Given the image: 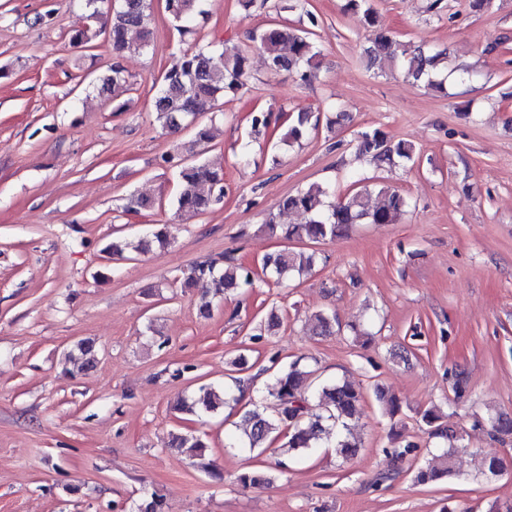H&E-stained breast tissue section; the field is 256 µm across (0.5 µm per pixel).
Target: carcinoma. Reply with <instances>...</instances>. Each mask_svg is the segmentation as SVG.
Wrapping results in <instances>:
<instances>
[{"label": "carcinoma", "mask_w": 512, "mask_h": 512, "mask_svg": "<svg viewBox=\"0 0 512 512\" xmlns=\"http://www.w3.org/2000/svg\"><path fill=\"white\" fill-rule=\"evenodd\" d=\"M89 9L90 24L72 36V41L89 48L97 47L96 40L102 33L108 34V42L117 53L139 51L151 45L149 0H118L111 8L104 7L107 0H85ZM205 0H165V10L176 30L191 32V25L206 14ZM346 9L361 23L377 29V33L366 48L369 67L379 71L399 69L415 83L436 89L444 87L447 80L444 49L413 48L394 32L378 27L376 10L372 0H347ZM254 47L261 50L269 71L295 75L307 82L315 77L317 51L310 40V31L292 28L286 24H271L258 28L250 35ZM250 77V51L239 49L219 52L211 45L198 46L180 54L162 74L153 108L162 128L177 133L192 129L189 151L205 147L214 140V128L195 123L196 116L211 109L220 95L236 94ZM129 81L124 67L115 61L110 74L101 79L99 92L117 99L128 90ZM251 131L260 134L270 127V113L258 108L250 113ZM316 128L307 112L297 115L295 123L288 128L282 140H300L309 130ZM359 158L378 169L415 164L416 151L404 140H394L378 128H368L359 133L356 141ZM384 197L380 206L371 205L372 194ZM225 195L224 175L210 164L195 160L179 172V190L175 198L180 211L202 214L218 204ZM334 192L320 185H311L283 198L279 209L296 211L306 217L303 224H294L285 231L288 239H307L314 243L334 240L352 224H397L410 208V200L402 193L381 182H373L353 189L336 201ZM169 245L166 231L158 228L152 234L138 238H115L102 253L107 257H122L126 253H147L154 248ZM316 262V252H296L287 247L265 255L261 262L262 273L281 283L291 275L310 270ZM255 272L233 257L206 259L191 265L183 276V285L191 287L201 280L208 281L215 294L253 284ZM335 317L318 312L310 318V326L317 334L326 336L333 332ZM76 349L81 368L90 370L97 362V349L91 341L77 343ZM232 365L241 376L232 380V385L220 389L211 384L199 386L190 402L182 409L205 418L219 413L224 405L239 403L240 397L232 389L243 392L252 388L253 378L244 375L248 371L246 357L240 356ZM315 383V370L296 359L282 367L269 396L276 401L274 415L266 414L262 405L251 403L244 411L246 426L242 434L230 437V447L251 451L270 447L280 437H285L283 447L292 456L304 457L315 448H333L337 456L348 460L361 447L360 439L351 432L350 423L355 421L364 400L363 391L353 383L329 381L316 387V394L309 396L301 392L305 384ZM375 400L386 416L394 420L402 412L400 400L382 386H375ZM420 420L429 435L437 440L436 452L425 465L416 469L415 481L422 485L438 484L456 476L453 457L459 449L460 438L448 425L441 422L443 413L437 406L419 412ZM486 424L495 436L512 435V417L505 414L490 416ZM171 445L188 448L194 464L200 470L215 477L206 455L207 443L199 436L175 434ZM502 463L493 452L478 454L476 470L484 477H493L501 472ZM237 482L245 488L260 487L269 482L267 474L244 471ZM137 512H168V505L157 494L142 500Z\"/></svg>", "instance_id": "obj_1"}]
</instances>
